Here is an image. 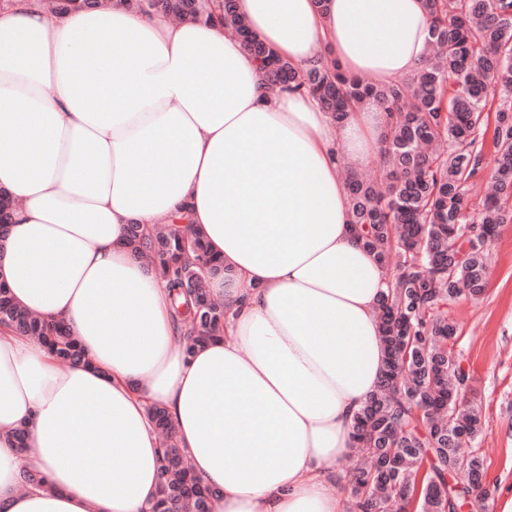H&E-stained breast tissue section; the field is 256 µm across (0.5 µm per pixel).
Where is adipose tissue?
<instances>
[{"label":"adipose tissue","instance_id":"1","mask_svg":"<svg viewBox=\"0 0 512 512\" xmlns=\"http://www.w3.org/2000/svg\"><path fill=\"white\" fill-rule=\"evenodd\" d=\"M295 67L378 83L428 53L422 0H237ZM375 103L335 123L265 88L223 25L122 8L0 12V188L17 209L0 271L31 314L64 320L87 364L0 327V512H145L164 407L212 512H347L328 481L381 380L387 277L354 235L340 157L370 164ZM187 208L229 276L224 336L185 356L162 280L123 246ZM26 426L18 455L12 431ZM25 469L41 486L23 488Z\"/></svg>","mask_w":512,"mask_h":512}]
</instances>
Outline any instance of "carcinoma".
Wrapping results in <instances>:
<instances>
[{"mask_svg":"<svg viewBox=\"0 0 512 512\" xmlns=\"http://www.w3.org/2000/svg\"><path fill=\"white\" fill-rule=\"evenodd\" d=\"M236 0H42L55 14L109 6L161 13L179 21L219 22L243 42L270 89L317 98L336 120L366 101L380 103L389 128L379 147L385 179H347L351 224L383 268L394 265L377 312L386 353L382 383L354 417V447L363 460L353 476L354 512H458L473 496L484 463L460 448L482 431L462 392L468 375L448 355L456 325L448 304L481 295L488 245L512 223V0H423L431 17L429 54L402 81L379 85L323 63L297 70L253 36ZM493 192L469 211L467 196L484 178L487 146ZM15 201L0 190V236ZM125 247L149 259L168 289L183 347L195 348L224 331V304L211 296L206 270L219 266L204 231L180 211L146 232L126 229ZM0 324L38 338L66 365L87 362L63 323L26 311L0 280ZM149 416L163 439L157 498L150 512H211L215 492L193 473L165 409ZM465 477H459V473Z\"/></svg>","mask_w":512,"mask_h":512,"instance_id":"obj_1","label":"carcinoma"}]
</instances>
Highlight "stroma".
Masks as SVG:
<instances>
[{"instance_id":"35a3bbf8","label":"stroma","mask_w":512,"mask_h":512,"mask_svg":"<svg viewBox=\"0 0 512 512\" xmlns=\"http://www.w3.org/2000/svg\"><path fill=\"white\" fill-rule=\"evenodd\" d=\"M491 275L483 296L448 306L457 325L449 343L468 372V398L480 409L484 432L468 449L484 459L493 494L512 491V223L500 225L489 245Z\"/></svg>"}]
</instances>
